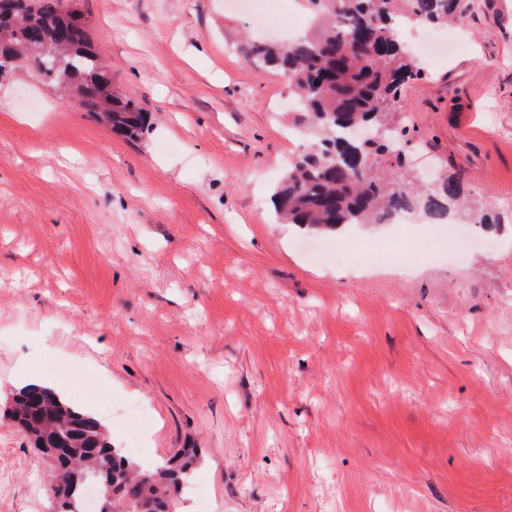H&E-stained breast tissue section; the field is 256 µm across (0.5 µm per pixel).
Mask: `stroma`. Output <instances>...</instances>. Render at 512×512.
I'll return each mask as SVG.
<instances>
[{"label":"stroma","mask_w":512,"mask_h":512,"mask_svg":"<svg viewBox=\"0 0 512 512\" xmlns=\"http://www.w3.org/2000/svg\"><path fill=\"white\" fill-rule=\"evenodd\" d=\"M466 54L404 93L417 172L496 227L411 263L432 224L325 237L270 196L310 144L226 0H82L112 83L151 115L112 135L29 66L0 74V512H53L6 398L20 368L140 460L200 452L181 512H512V0H472ZM347 252L336 265L321 245Z\"/></svg>","instance_id":"obj_1"}]
</instances>
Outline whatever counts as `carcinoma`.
I'll use <instances>...</instances> for the list:
<instances>
[{
	"instance_id": "carcinoma-1",
	"label": "carcinoma",
	"mask_w": 512,
	"mask_h": 512,
	"mask_svg": "<svg viewBox=\"0 0 512 512\" xmlns=\"http://www.w3.org/2000/svg\"><path fill=\"white\" fill-rule=\"evenodd\" d=\"M80 0H26L24 14L0 15V58L35 55L41 75L65 90L84 92L87 110L129 141L149 133L147 113L112 89V76L85 46ZM317 14L314 34L286 43L254 42L248 59L288 78L298 121L313 132L311 144L288 163L274 193L277 216L314 234L352 224H385L402 211H421L442 222L459 201L455 177L425 193L402 153L358 141L348 131L361 124L387 126L405 145L408 131L397 116L406 87L420 77L397 34L398 25H462L470 0H308ZM8 413L49 461L50 493L59 512L75 505L94 483L100 512H176L175 498L194 478V448H182L151 468L112 444L96 416L37 384L11 393Z\"/></svg>"
}]
</instances>
